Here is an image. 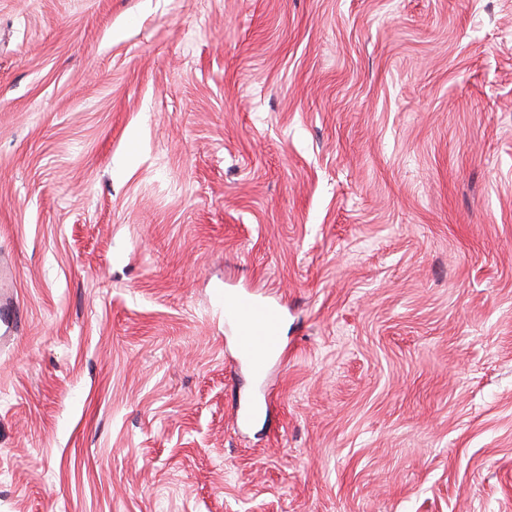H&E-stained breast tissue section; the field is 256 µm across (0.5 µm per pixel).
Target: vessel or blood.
Instances as JSON below:
<instances>
[{
  "label": "vessel or blood",
  "instance_id": "b4317fda",
  "mask_svg": "<svg viewBox=\"0 0 512 512\" xmlns=\"http://www.w3.org/2000/svg\"><path fill=\"white\" fill-rule=\"evenodd\" d=\"M13 278L12 267L0 262V347L13 343L20 324L18 302L9 287ZM220 303L225 318L238 326L240 356L251 363L255 376H263L269 355L280 346V310L248 293L222 297Z\"/></svg>",
  "mask_w": 512,
  "mask_h": 512
}]
</instances>
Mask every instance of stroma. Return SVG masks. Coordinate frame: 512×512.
<instances>
[{"mask_svg":"<svg viewBox=\"0 0 512 512\" xmlns=\"http://www.w3.org/2000/svg\"><path fill=\"white\" fill-rule=\"evenodd\" d=\"M1 257L0 512H512V0H0ZM12 266L0 262V347L12 344L20 324L19 304L15 298L13 288L4 286L13 281ZM217 302L224 307V317L238 326L239 355L251 363L254 375L261 378L269 355L280 346V310L249 293L224 295Z\"/></svg>","mask_w":512,"mask_h":512,"instance_id":"obj_1","label":"stroma"}]
</instances>
